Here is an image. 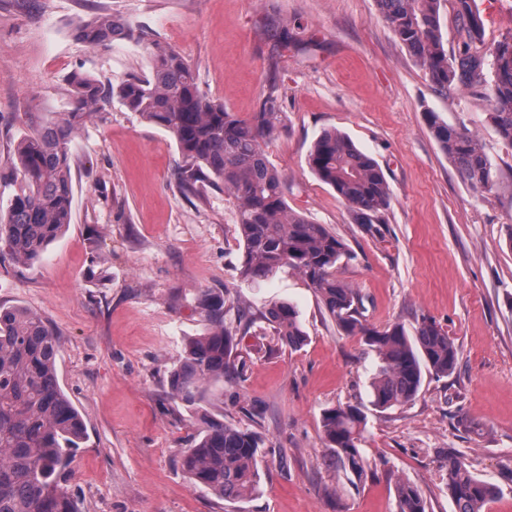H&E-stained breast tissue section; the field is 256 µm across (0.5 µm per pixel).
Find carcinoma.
Listing matches in <instances>:
<instances>
[{
	"label": "carcinoma",
	"mask_w": 512,
	"mask_h": 512,
	"mask_svg": "<svg viewBox=\"0 0 512 512\" xmlns=\"http://www.w3.org/2000/svg\"><path fill=\"white\" fill-rule=\"evenodd\" d=\"M376 2L397 41L435 89L447 95L462 85L482 94L498 134L512 145V33L486 44L474 0H448L458 37L450 52L441 31L442 0ZM75 32L91 48L118 39L143 45L150 70L116 83L73 75L71 108L18 143L14 168L19 189L6 213H0V262L38 261L72 223L71 147L86 122L104 118L116 102L174 137L181 191L194 194L210 187L230 195L242 247L236 267L240 279L258 282L283 267L296 270L339 330L360 337L376 356L369 384L373 410L401 408L417 398L425 375L455 372L458 347L436 323L424 319L411 335L400 324H369L359 290L335 275L341 261L353 258L348 245L327 225L288 210L287 182L265 150L283 128L277 97L269 95L251 116L240 118L204 93L193 66L150 30L99 12L80 22ZM427 120L460 178L474 190L492 191L496 171L479 140L435 112L427 113ZM308 164L348 205L355 223H384L390 186L378 162L349 137L336 129L322 131L310 148ZM194 302L209 331L186 339L168 380V398L186 405L201 402L207 385L238 373L236 327L225 290L202 289ZM266 319L288 347L306 342L292 303L272 304ZM59 351L57 335L38 312L0 304V512H80L66 489V477L86 428L59 385ZM366 422L362 404H340L322 415L325 456L351 482L362 480L369 468L361 448ZM263 445L257 431L212 421L181 450L179 463L194 487L226 501L244 500L259 489ZM445 469L456 512H488L498 500L501 490L473 473L457 451L448 450ZM395 495L397 512H428L415 483L399 480Z\"/></svg>",
	"instance_id": "obj_1"
}]
</instances>
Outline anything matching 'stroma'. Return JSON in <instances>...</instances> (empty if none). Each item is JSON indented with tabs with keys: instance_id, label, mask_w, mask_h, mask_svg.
Here are the masks:
<instances>
[{
	"instance_id": "35a3bbf8",
	"label": "stroma",
	"mask_w": 512,
	"mask_h": 512,
	"mask_svg": "<svg viewBox=\"0 0 512 512\" xmlns=\"http://www.w3.org/2000/svg\"><path fill=\"white\" fill-rule=\"evenodd\" d=\"M154 31L195 68L199 86L245 118L276 91L285 127L268 148L288 181L290 210L327 225L352 250L335 274L357 288L369 323L414 331L439 324L459 348L453 375L425 377L403 408L368 411L366 477L325 464L324 410L368 403L376 359L344 335L307 281L289 268L240 280L227 193L180 191L165 129L120 105L91 120L73 148V221L32 264H0V303L42 314L60 339L58 380L86 436L66 488L81 512H396L395 483L415 482L431 512H455L442 457L455 449L512 512V146L485 98L442 96L395 38L376 0H0V210L16 190L20 140L66 111L79 71L121 80L149 71L145 50L92 49L74 27L98 11ZM287 28L288 48L271 38ZM465 125L490 155L492 191L473 190L426 120ZM337 129L379 163L392 195L385 221L358 224L310 169L320 132ZM226 289L245 311L242 369L195 409L167 398L184 339L207 333L197 289ZM295 305L307 333L289 348L263 317ZM211 420L259 432L261 482L232 504L193 488L181 449Z\"/></svg>"
}]
</instances>
